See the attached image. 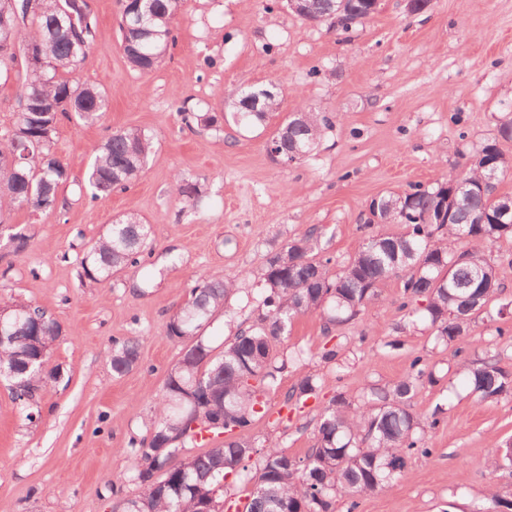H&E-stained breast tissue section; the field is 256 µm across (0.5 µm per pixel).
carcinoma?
Segmentation results:
<instances>
[{
    "instance_id": "1",
    "label": "carcinoma",
    "mask_w": 512,
    "mask_h": 512,
    "mask_svg": "<svg viewBox=\"0 0 512 512\" xmlns=\"http://www.w3.org/2000/svg\"><path fill=\"white\" fill-rule=\"evenodd\" d=\"M182 0H151L150 19L142 28L120 27L121 47L130 68L148 74L175 43L174 21ZM298 16L348 33L370 18V0H305ZM97 21L87 0H38V8L22 22L0 30V62L14 60L16 49L32 51L42 61L27 60L12 126L0 133V211L26 206L37 213L55 208L59 188L69 180L67 165L54 151L61 119L83 126L99 122L106 112L104 92L74 77L94 40ZM259 111L245 104L248 93L235 95L233 112L245 125H263L280 105L279 86L267 87ZM332 125L325 112H293L274 131L283 152L309 153L324 129ZM512 140V117L498 128V139L482 146L470 166L431 188L413 185L369 205L367 233L336 274L330 259L320 256L321 232L312 227L273 248L267 255L259 294L261 314L251 325L237 326L224 351L215 353L204 336L215 312L240 289L246 276L229 278L214 272L197 281L170 317L167 335L189 342L182 358L168 370L163 392L153 406L149 437L131 444L132 480L140 492L120 500L113 512H224L217 493L228 477L244 478L254 462L253 488L245 512H333L336 495L349 497L382 491L403 475L413 454L428 456L426 428L438 423L436 408L425 422L410 411L419 386L436 382L434 372L415 357L406 377L375 388L354 407L342 395L325 407L317 426L316 446L302 458L269 448L257 453L244 438L224 440L191 455L184 441L203 433L234 434L268 408L264 393L272 388L286 362L276 364L277 346L293 319L320 312L326 325L340 326L356 318L378 296L379 285L395 276L401 282V310L428 321L437 343L447 345L467 334L476 311L486 308L503 284L485 248L512 235V223L497 215L506 195L498 186L509 169L499 141ZM153 138L138 128L117 130L93 148L86 174L91 198L122 191L143 171ZM173 190L192 204L200 196L196 181L174 175ZM399 224L402 232L375 227ZM150 225L134 216H118L97 241L83 251L86 277L107 282L130 267L148 263ZM464 237L469 247L454 250L448 238ZM9 330L0 346V362L16 368L4 377L16 400L34 389H48L60 374L57 367L38 369L35 358L49 353L62 333L61 324L30 304L0 307ZM139 362L138 341L112 342V373L122 376ZM470 393L479 400L512 391V375L497 354L463 364ZM321 391L313 374L302 376L286 400H307ZM258 458H253V455Z\"/></svg>"
}]
</instances>
